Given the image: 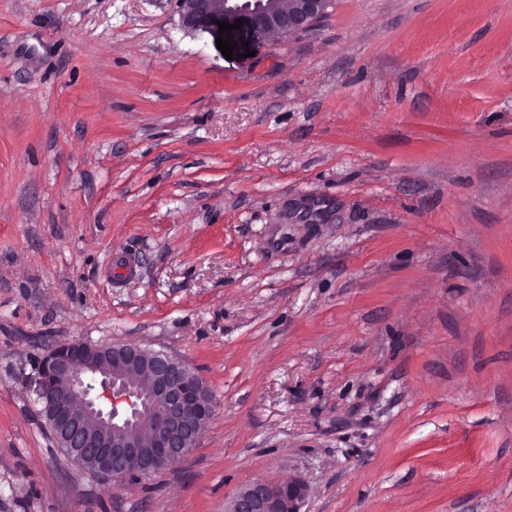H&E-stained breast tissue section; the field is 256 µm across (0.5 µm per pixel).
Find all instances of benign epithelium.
<instances>
[{"label": "benign epithelium", "instance_id": "benign-epithelium-1", "mask_svg": "<svg viewBox=\"0 0 512 512\" xmlns=\"http://www.w3.org/2000/svg\"><path fill=\"white\" fill-rule=\"evenodd\" d=\"M192 32L219 36L220 22L256 38L309 30L328 0H178ZM35 393L65 455L116 488L181 460L196 447L214 405L203 380L182 360L133 344L55 346L35 362ZM301 480L256 479L227 512H300Z\"/></svg>", "mask_w": 512, "mask_h": 512}]
</instances>
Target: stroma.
Here are the masks:
<instances>
[{
  "label": "stroma",
  "mask_w": 512,
  "mask_h": 512,
  "mask_svg": "<svg viewBox=\"0 0 512 512\" xmlns=\"http://www.w3.org/2000/svg\"><path fill=\"white\" fill-rule=\"evenodd\" d=\"M226 59L177 0H0V512H512V0H330ZM136 273L112 277L116 260ZM184 361L196 448L112 490L34 362ZM306 494V485L298 479H256L237 492L227 512H300Z\"/></svg>",
  "instance_id": "obj_1"
}]
</instances>
